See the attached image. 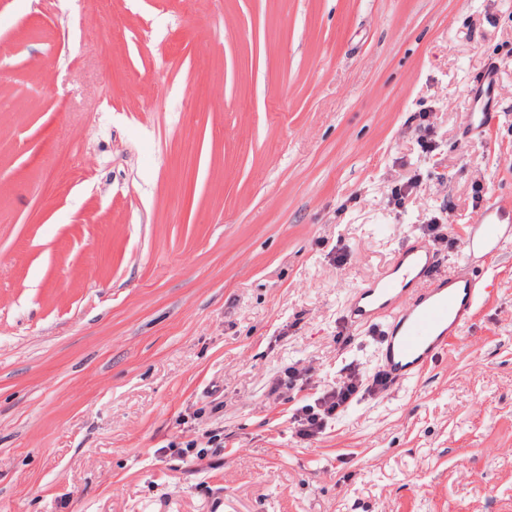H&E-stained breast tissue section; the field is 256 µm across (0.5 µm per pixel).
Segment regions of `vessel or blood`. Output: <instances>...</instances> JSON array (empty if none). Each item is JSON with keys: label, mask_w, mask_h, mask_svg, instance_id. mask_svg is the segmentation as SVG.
<instances>
[{"label": "vessel or blood", "mask_w": 512, "mask_h": 512, "mask_svg": "<svg viewBox=\"0 0 512 512\" xmlns=\"http://www.w3.org/2000/svg\"><path fill=\"white\" fill-rule=\"evenodd\" d=\"M512 242V225L499 207L486 209L463 243L467 264ZM439 257L426 241L407 242L388 270L355 289L346 310L356 327L376 326L378 359L391 385L417 379L458 338L485 297L481 276L466 267L438 275Z\"/></svg>", "instance_id": "obj_1"}]
</instances>
